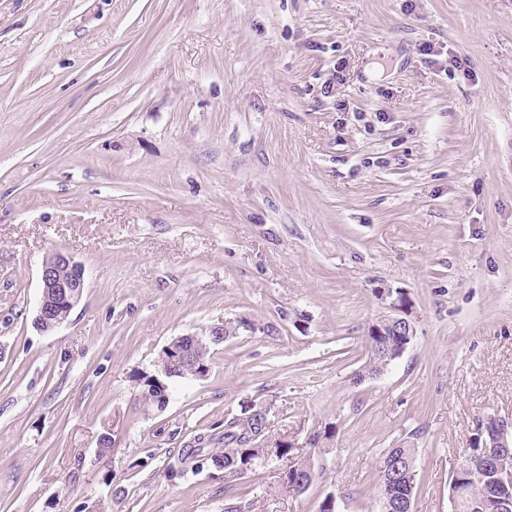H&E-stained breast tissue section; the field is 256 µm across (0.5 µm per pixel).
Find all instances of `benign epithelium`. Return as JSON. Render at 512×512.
Here are the masks:
<instances>
[{
	"label": "benign epithelium",
	"mask_w": 512,
	"mask_h": 512,
	"mask_svg": "<svg viewBox=\"0 0 512 512\" xmlns=\"http://www.w3.org/2000/svg\"><path fill=\"white\" fill-rule=\"evenodd\" d=\"M66 267L72 272L68 279H64L59 274V268ZM41 296L36 307L34 318L44 322L43 332L48 333L63 324V321L55 322L50 320V312L53 305L58 300H63L70 307H75L82 298L85 288L84 269L81 263L65 251H55L49 254L42 262L40 270ZM380 299L388 302L389 308L396 313V316L388 318L391 324L393 334L396 336H405L407 340H412L415 336V327L413 322L403 316L406 311L404 302L407 300V294L401 289L380 288L378 289ZM196 338L194 334L178 336L167 344L161 351V356L169 364L179 365L188 360V353L184 350V345L189 339ZM496 431L491 439L492 448H509L512 446V417H502L495 415Z\"/></svg>",
	"instance_id": "benign-epithelium-1"
}]
</instances>
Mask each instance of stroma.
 I'll return each mask as SVG.
<instances>
[{
    "label": "stroma",
    "instance_id": "35a3bbf8",
    "mask_svg": "<svg viewBox=\"0 0 512 512\" xmlns=\"http://www.w3.org/2000/svg\"><path fill=\"white\" fill-rule=\"evenodd\" d=\"M57 250L86 288L46 334ZM381 288L416 336L357 384ZM222 323L208 375L146 402L162 348ZM253 405L301 443L335 427L304 494L275 459L171 477ZM493 413L512 414V0H0V512H378L402 446L412 512H452ZM63 266L72 272L70 278L68 273L63 274V277L68 279L62 278L59 274L58 268ZM40 282L41 296L33 318L43 321L45 324V329L38 331L48 333L61 326L69 317L70 309L72 310L81 300L85 288L84 269L81 263L75 261L70 254L58 250L52 252L43 260ZM56 300L66 301L70 309L63 302L56 306L52 315L53 319L63 317L66 319L56 320L52 323L49 314ZM411 458L417 459V449L391 448L384 454L376 481L377 493L380 504L390 500L393 512H411L405 511L409 499L412 503L414 491V478L406 465Z\"/></svg>",
    "mask_w": 512,
    "mask_h": 512
}]
</instances>
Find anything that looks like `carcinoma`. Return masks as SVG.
<instances>
[{
    "mask_svg": "<svg viewBox=\"0 0 512 512\" xmlns=\"http://www.w3.org/2000/svg\"><path fill=\"white\" fill-rule=\"evenodd\" d=\"M371 358L365 370L356 376L361 379L365 376H375L385 368L386 358L379 355L377 350L384 349L390 353L400 350L401 341L391 335L390 331L376 334L368 331L366 336ZM192 360L203 365L204 370H210V348L196 342L191 346ZM244 414L248 418L240 421L235 416L224 417V434L222 443L224 447L213 448L208 452L207 460L218 469L228 474L240 476L250 472L248 465L258 454L268 453L271 457L282 460L295 455V449L288 447V443L278 439V431L266 426L265 414L253 406ZM267 439L274 444L272 448L252 447V437ZM488 439L485 425L477 427L470 439L467 455L479 460L477 470H460L450 477L449 491L460 493L465 502L463 512H496L495 505L501 499H512V484L502 480V470L512 466L511 448H487L485 440ZM201 448L182 449L179 463L181 468L171 471L172 477L182 474L189 466L197 462L201 455ZM417 458L415 448H391L383 457L379 475L376 481L379 502L386 500L393 504L394 512H405L409 499L413 498L414 478L407 468L406 460ZM316 476V463L305 456H298L283 475V479L290 483L299 481L311 486Z\"/></svg>",
    "mask_w": 512,
    "mask_h": 512,
    "instance_id": "cac0c4a2",
    "label": "carcinoma"
}]
</instances>
